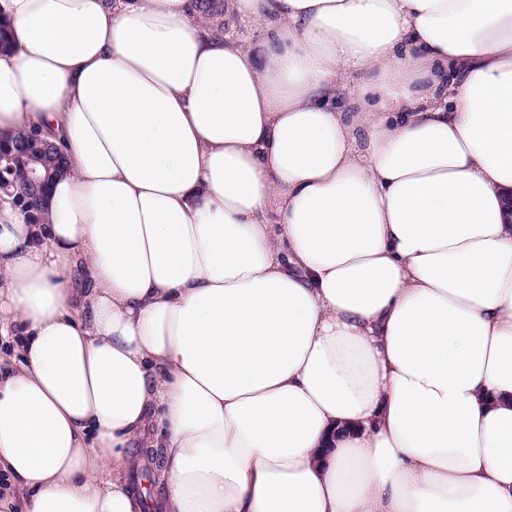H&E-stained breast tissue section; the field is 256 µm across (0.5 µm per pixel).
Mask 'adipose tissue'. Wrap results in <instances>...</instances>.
Here are the masks:
<instances>
[{
  "mask_svg": "<svg viewBox=\"0 0 512 512\" xmlns=\"http://www.w3.org/2000/svg\"><path fill=\"white\" fill-rule=\"evenodd\" d=\"M258 37L232 35L236 24ZM0 470L23 512H512V0H0ZM42 137L38 132H16L0 134V155L6 161L1 164L0 181L11 183V194L8 197L23 207L31 217V223H47L43 207L44 194L53 180L63 171V161L59 146ZM42 158L46 166H39L45 175L44 180L37 164L31 166L33 158ZM31 166V167H30ZM30 167V168H29ZM29 168V169H28ZM37 185H31L25 178Z\"/></svg>",
  "mask_w": 512,
  "mask_h": 512,
  "instance_id": "ef3b65f1",
  "label": "adipose tissue"
}]
</instances>
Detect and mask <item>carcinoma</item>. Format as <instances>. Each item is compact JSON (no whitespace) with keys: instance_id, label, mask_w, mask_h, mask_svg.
Wrapping results in <instances>:
<instances>
[{"instance_id":"cac0c4a2","label":"carcinoma","mask_w":512,"mask_h":512,"mask_svg":"<svg viewBox=\"0 0 512 512\" xmlns=\"http://www.w3.org/2000/svg\"><path fill=\"white\" fill-rule=\"evenodd\" d=\"M0 155L5 158L0 164V181L11 183L13 202L26 210L32 223H47L43 198L49 185L63 171L59 146L47 142L36 131L0 134ZM35 157L45 161L40 166L44 180L32 185L27 182L25 174Z\"/></svg>"}]
</instances>
